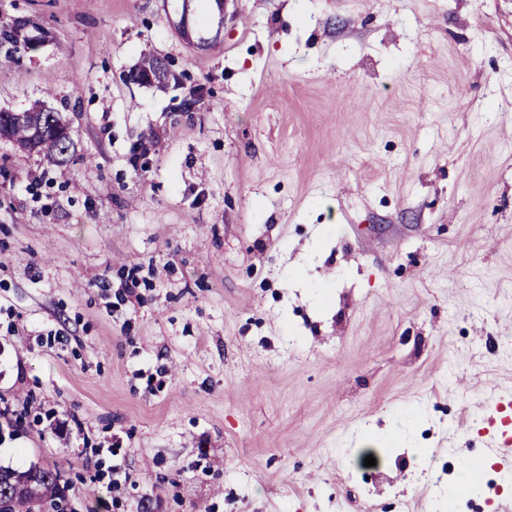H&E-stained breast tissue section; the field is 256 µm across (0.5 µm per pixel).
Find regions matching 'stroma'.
<instances>
[{"mask_svg": "<svg viewBox=\"0 0 512 512\" xmlns=\"http://www.w3.org/2000/svg\"><path fill=\"white\" fill-rule=\"evenodd\" d=\"M182 7L0 0L41 41L0 110L76 131L0 140V467L66 512H440L473 447L502 512L512 0H194L205 49ZM35 114V125L32 123H20L28 120L24 113ZM13 112L0 111V127L3 130H10L9 142L19 147L43 154L48 162L58 165L67 164L72 156L71 149L74 148L75 131L71 123L58 111L46 109L41 105H34L24 112H16L19 117L15 119ZM32 127L34 133L31 132ZM1 131L0 139L6 140V134ZM40 130L38 139L39 148L34 150L31 139L36 136L35 131ZM496 412L501 416L492 418L487 433V446L490 455L497 460L500 468L512 470V429H511V396H500L496 399ZM499 420V422H498ZM40 491L42 496L37 500V508L42 509L49 505L52 509L57 508V499L60 498L61 492V473L58 469L54 468H41L40 467ZM39 470L33 469L28 472L23 478L17 476H11L7 478L8 482L15 481L14 485L18 488H23L26 492L34 495L36 493L37 483L39 479Z\"/></svg>", "mask_w": 512, "mask_h": 512, "instance_id": "stroma-1", "label": "stroma"}]
</instances>
